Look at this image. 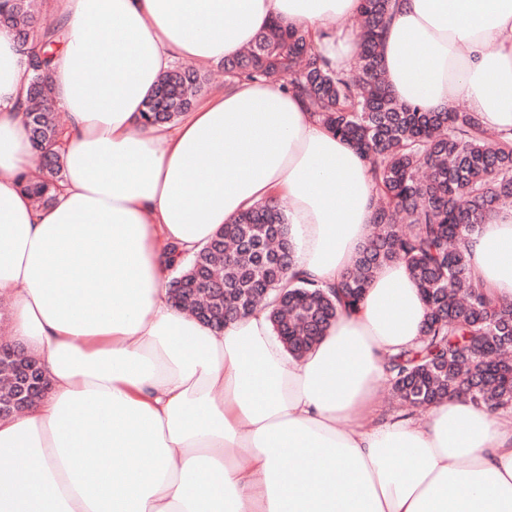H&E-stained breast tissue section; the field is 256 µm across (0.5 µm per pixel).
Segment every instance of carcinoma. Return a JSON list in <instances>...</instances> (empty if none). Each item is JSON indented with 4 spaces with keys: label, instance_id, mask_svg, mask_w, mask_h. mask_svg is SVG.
Returning <instances> with one entry per match:
<instances>
[{
    "label": "carcinoma",
    "instance_id": "1",
    "mask_svg": "<svg viewBox=\"0 0 512 512\" xmlns=\"http://www.w3.org/2000/svg\"><path fill=\"white\" fill-rule=\"evenodd\" d=\"M392 0H361L359 51L347 70L328 66L305 32L278 22L250 47L223 63L227 79L285 83L337 136L370 165L378 197L372 234L344 279L325 290L313 281L282 293L272 310L280 336L297 355L326 333L338 309L359 304L384 263H405L427 309L422 340L387 361L392 393L426 410L466 392L494 410L512 408V360H491L492 344L512 336V301L475 281L468 238L500 207L512 205V138L490 135L470 112H425L397 101L382 78L380 42ZM27 50L32 78L24 121L41 176L21 184L34 202L51 204L61 178L51 150L64 131L55 113L51 63L55 27L40 21L30 0H0V27ZM203 88L196 72L173 69L158 82L143 112L149 124H170ZM293 244L280 202L260 203L226 224L171 282L173 301L208 311L229 324L244 316L241 302L260 288L275 290L288 275ZM14 362L0 360V399L10 395Z\"/></svg>",
    "mask_w": 512,
    "mask_h": 512
}]
</instances>
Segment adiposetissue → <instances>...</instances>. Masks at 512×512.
<instances>
[{"mask_svg":"<svg viewBox=\"0 0 512 512\" xmlns=\"http://www.w3.org/2000/svg\"><path fill=\"white\" fill-rule=\"evenodd\" d=\"M358 0H47L67 113L49 207L19 181L36 161L31 73L0 28V298L50 389L0 419V512H512V409L450 398L376 418L390 355L422 338L407 266L382 265L358 307L291 355L258 309L217 331L169 300L191 253L270 198L294 257L283 280L340 282L372 232L368 164L281 83L234 79L175 123L142 113L176 63L233 58L271 22L309 31L335 69ZM399 101L465 99L512 132V0H395L381 44ZM474 278L512 300V207L469 243ZM295 461L284 469V457Z\"/></svg>","mask_w":512,"mask_h":512,"instance_id":"adipose-tissue-1","label":"adipose tissue"}]
</instances>
